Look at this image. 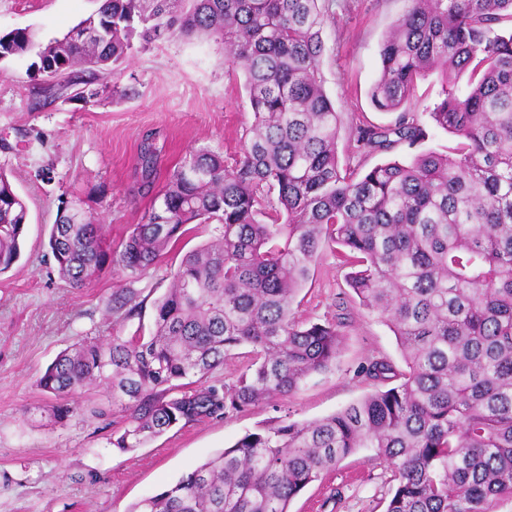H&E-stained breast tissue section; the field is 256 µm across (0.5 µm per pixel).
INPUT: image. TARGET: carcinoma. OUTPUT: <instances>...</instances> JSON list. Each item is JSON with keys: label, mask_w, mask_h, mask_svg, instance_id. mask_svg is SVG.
I'll return each instance as SVG.
<instances>
[{"label": "carcinoma", "mask_w": 512, "mask_h": 512, "mask_svg": "<svg viewBox=\"0 0 512 512\" xmlns=\"http://www.w3.org/2000/svg\"><path fill=\"white\" fill-rule=\"evenodd\" d=\"M407 2L380 44L370 92L377 110L400 115L392 127L357 125V147L423 140L404 105L433 72L442 90L429 116L459 142L360 177L339 163L319 0H100L74 34L0 37L4 56L43 57L62 74L80 60L116 67L164 36L210 39L245 75L254 116L235 164L190 152L118 252L103 225L61 202L49 247L76 287L115 271L140 276L189 225L213 230L171 274L150 334L84 338L46 368L38 385L55 397L57 422L102 385L125 412L110 444L128 452L177 425L292 397L334 364L343 340L340 322L305 324L294 311L327 243L342 248L349 287L392 329L405 364L369 363L367 377L398 384L322 419L272 420L126 512H288L361 448L394 472L386 512L512 506V33L499 32L512 0ZM158 153L149 139L140 147L147 187ZM26 220L0 173V273L20 257ZM142 311L134 291L112 293L116 318ZM241 346L249 351L234 379L215 377Z\"/></svg>", "instance_id": "obj_1"}]
</instances>
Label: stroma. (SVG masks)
Listing matches in <instances>:
<instances>
[{
  "label": "stroma",
  "mask_w": 512,
  "mask_h": 512,
  "mask_svg": "<svg viewBox=\"0 0 512 512\" xmlns=\"http://www.w3.org/2000/svg\"><path fill=\"white\" fill-rule=\"evenodd\" d=\"M98 5L0 0V36L28 27L44 40L60 37ZM405 6L406 0H321V72L340 114L337 151L341 165L358 172L458 143L428 115L441 90L434 73L418 80L408 103L425 140L413 149L398 143L383 152L356 150V124L389 127L396 121V113L372 106L369 92L380 74L381 39ZM32 62L28 55L0 60V172L28 211L21 256L0 273V512H126L268 421L285 415L312 421L380 389L361 371L370 361L402 366L390 327L359 306L346 285L347 267L327 247L298 295L297 315L341 321L343 344L334 367L311 377L294 398L179 426L128 452L108 442L121 411L105 395L95 399L105 416L84 410L66 424L55 423L51 397L37 385L41 373L81 337H128L138 326H151L154 301L168 288L171 272L186 251L210 237L206 227L191 232L140 278L107 274L75 288L59 276L48 244L62 200L80 197L85 214L120 247L153 200L137 165L142 140L152 138L160 150L159 189L193 149H212L234 163L253 113L242 72L225 65L214 43L202 39L157 41L115 70L76 66L69 99L39 92ZM121 288L142 291L141 321L115 322L112 293ZM392 485L388 464L363 448L305 488L289 512H385Z\"/></svg>",
  "instance_id": "obj_1"
}]
</instances>
